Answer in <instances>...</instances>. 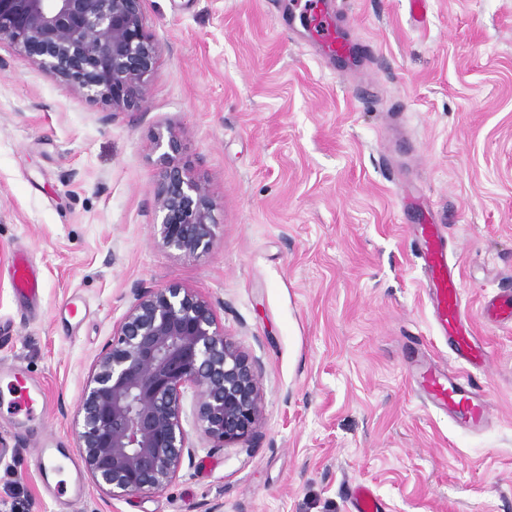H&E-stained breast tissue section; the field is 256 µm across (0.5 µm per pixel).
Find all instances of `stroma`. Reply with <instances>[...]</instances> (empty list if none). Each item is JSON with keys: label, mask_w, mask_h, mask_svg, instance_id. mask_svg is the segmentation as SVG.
Here are the masks:
<instances>
[{"label": "stroma", "mask_w": 512, "mask_h": 512, "mask_svg": "<svg viewBox=\"0 0 512 512\" xmlns=\"http://www.w3.org/2000/svg\"><path fill=\"white\" fill-rule=\"evenodd\" d=\"M355 61L324 57L288 15L304 0H144L161 47L144 106L112 112L0 45V367L46 394L18 421L0 384V512H60L33 448L79 445V404L135 295L177 283L261 367V425L194 449L178 478L112 498L83 474L77 512H512V0H325ZM175 129L208 185L216 239H157L154 133ZM441 224L470 331L490 354L477 432L435 408L419 372L464 373L434 326L414 230ZM42 275L15 293L13 259ZM76 300L80 321L63 310ZM352 505L355 512H385L382 501L365 485L359 484L353 487Z\"/></svg>", "instance_id": "1"}]
</instances>
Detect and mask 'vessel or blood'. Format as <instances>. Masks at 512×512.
Wrapping results in <instances>:
<instances>
[{"label": "vessel or blood", "instance_id": "obj_1", "mask_svg": "<svg viewBox=\"0 0 512 512\" xmlns=\"http://www.w3.org/2000/svg\"><path fill=\"white\" fill-rule=\"evenodd\" d=\"M418 256L429 286L434 318L449 349L469 364L480 366L487 363V352L467 327L461 284L454 266L448 262L447 245L438 225L420 226ZM12 278L18 288L28 293L35 294L40 289L38 278L25 262L15 263ZM0 380L5 382L12 397L15 413L23 415L24 419H33L34 406L40 398L39 388L16 370L0 373ZM422 389L433 406L457 413L472 424H481L489 416L483 391L472 383L470 375L431 373L424 377ZM53 457L58 458L61 468L72 476V484L66 491L68 498L74 503L81 501L84 486L76 457L58 456L49 443H42L37 450L38 461ZM351 499L355 512H385L384 504L368 486H354Z\"/></svg>", "mask_w": 512, "mask_h": 512}]
</instances>
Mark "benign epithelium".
Wrapping results in <instances>:
<instances>
[{
  "label": "benign epithelium",
  "instance_id": "7a95c632",
  "mask_svg": "<svg viewBox=\"0 0 512 512\" xmlns=\"http://www.w3.org/2000/svg\"><path fill=\"white\" fill-rule=\"evenodd\" d=\"M143 0H0V43L114 112L140 108L160 46ZM161 175L154 189L159 243L185 258L214 243L215 205L204 181L181 162L179 134L153 136ZM213 448L260 427V368L224 333L212 305L173 283L144 290L113 328L79 405L80 443L95 483L114 498L174 481L191 443L183 426L187 392Z\"/></svg>",
  "mask_w": 512,
  "mask_h": 512
}]
</instances>
